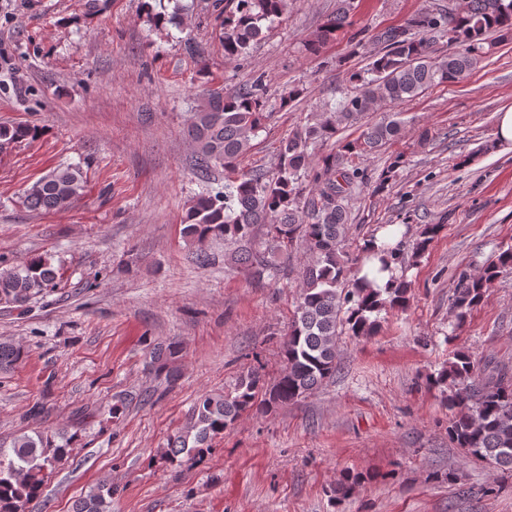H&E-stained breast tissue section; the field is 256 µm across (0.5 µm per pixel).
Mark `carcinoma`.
<instances>
[{
  "label": "carcinoma",
  "instance_id": "1",
  "mask_svg": "<svg viewBox=\"0 0 512 512\" xmlns=\"http://www.w3.org/2000/svg\"><path fill=\"white\" fill-rule=\"evenodd\" d=\"M286 8L287 0H224V57L247 56L264 37V23H274ZM355 9V0H340L336 14L308 39L307 50L319 53L336 32L351 26ZM444 39L456 50H441ZM496 39L512 40V0H466L458 9L443 5L376 31L371 41L379 50L370 67L349 74L355 92L288 135L271 170L239 172V160L268 118L261 80L230 92L221 86L206 91L205 103L188 131L195 149L193 166L202 180L222 167L226 180L223 190L196 199L183 225V237L197 246V261L207 262L206 242L222 237L235 245L224 253V262L243 268L258 284L276 277L299 243L309 252L310 262L302 271V289L281 345L282 374L270 383L262 366L252 365L232 391L197 398L184 426L170 438L164 453L169 463L200 462L210 453L211 440L242 417L266 414L306 397L336 374L340 335L372 336L381 312L405 307L408 283L396 274L402 262L400 245H384L377 257L368 249L372 238L360 246L364 261L379 260V271L390 274L393 288L374 287L344 260L351 202L368 184L361 160L397 137L402 121L370 124L357 138L337 141L328 153L322 147L336 137L341 125L382 104L404 105L433 87L462 80ZM36 132L30 125L0 126V141L13 143ZM404 166L403 156H395L378 175L373 192L389 187ZM85 183L80 167L59 166L24 191L22 204L33 212L65 211L81 197ZM259 225L265 227L266 238L257 242ZM438 230L437 224L423 225L414 256L425 253ZM511 272L512 246L479 272L460 273L450 296L457 320L463 321L489 295L495 281ZM60 278L51 259L41 257L0 272V304L23 311L32 296L57 287ZM178 353L171 344L157 346L152 363L170 379L175 376L170 365ZM22 358L20 349L0 343V370ZM425 383L448 392V408L457 410L448 422V440L466 456L512 474V375L495 369L484 376L474 355L457 351ZM68 453L66 446H57L42 434H23L12 447H0V512H33L45 478ZM113 495L112 484L102 482L74 503L73 512H112Z\"/></svg>",
  "mask_w": 512,
  "mask_h": 512
}]
</instances>
